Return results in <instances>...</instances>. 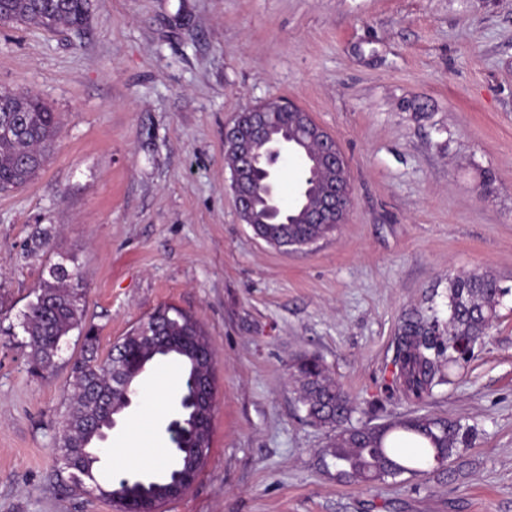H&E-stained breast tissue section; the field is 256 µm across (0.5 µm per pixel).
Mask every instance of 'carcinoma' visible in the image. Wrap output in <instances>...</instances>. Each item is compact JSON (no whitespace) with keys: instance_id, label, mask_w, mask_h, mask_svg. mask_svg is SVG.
<instances>
[{"instance_id":"carcinoma-1","label":"carcinoma","mask_w":512,"mask_h":512,"mask_svg":"<svg viewBox=\"0 0 512 512\" xmlns=\"http://www.w3.org/2000/svg\"><path fill=\"white\" fill-rule=\"evenodd\" d=\"M87 19L88 0H0V22L21 21L48 29L64 26L78 30ZM0 94L8 95L10 103V111L0 112V191H11L29 184L42 169L61 120L35 95L6 89H1ZM328 181L326 171H317L307 195L299 201V211H289L288 223L261 225L266 238L278 246L299 248L306 241L327 235L331 225L311 224L308 216L320 203V185ZM50 276L51 280L36 291L23 321L29 345L44 368L52 366L63 338L75 329H83L81 293L74 288L82 282L81 271L56 263L50 267ZM503 294L498 282L486 275L456 277L448 281L445 328H440L437 319L422 313L404 320L394 359L404 391L421 400L431 394L434 386L450 382L473 344L496 318ZM167 310L166 306L160 307L143 321L145 325H157L159 343L142 345L124 337L102 360L97 355L95 329H83L85 354L71 369L73 405L55 451L63 469L78 481L88 479L119 512L137 507L143 495L169 502L173 489L183 483L184 460L194 445L191 423L199 399L195 393L198 373L187 355L194 348L191 337H198L207 356H212V351L190 315L181 312L166 318ZM161 359L174 362L182 372L179 416L167 427L174 444L170 462L155 476L128 475L105 488L94 475L99 463L97 444L129 406L120 379L131 369H145ZM296 372L300 384L298 403L307 417L336 430L332 447L324 449L321 457L331 459L336 474L347 481H384L415 473L437 455L446 459L457 455L473 435L470 427L428 416L385 426L351 428L348 423L354 412L352 402L329 378L321 360L303 357L296 364ZM396 433L416 435L429 447L403 458L392 439Z\"/></svg>"}]
</instances>
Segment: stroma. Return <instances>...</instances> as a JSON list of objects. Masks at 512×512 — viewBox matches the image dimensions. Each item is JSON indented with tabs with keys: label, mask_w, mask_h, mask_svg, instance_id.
<instances>
[{
	"label": "stroma",
	"mask_w": 512,
	"mask_h": 512,
	"mask_svg": "<svg viewBox=\"0 0 512 512\" xmlns=\"http://www.w3.org/2000/svg\"><path fill=\"white\" fill-rule=\"evenodd\" d=\"M62 124L42 170L0 192V512H113L73 489L55 453L70 333L34 367L20 326L50 265L78 267L100 355L156 308L191 314L214 352L211 448L162 512H512V0H90L81 31L0 22V88ZM295 102L348 166L345 224L283 249L237 215L224 133L246 107ZM49 232L48 246L33 239ZM505 294L452 384L396 386L394 341L419 310L448 320V281ZM318 356L352 425L417 416L473 428L442 468L337 478L294 364ZM141 392L100 444L102 483L130 437L159 460L179 389Z\"/></svg>",
	"instance_id": "1"
}]
</instances>
